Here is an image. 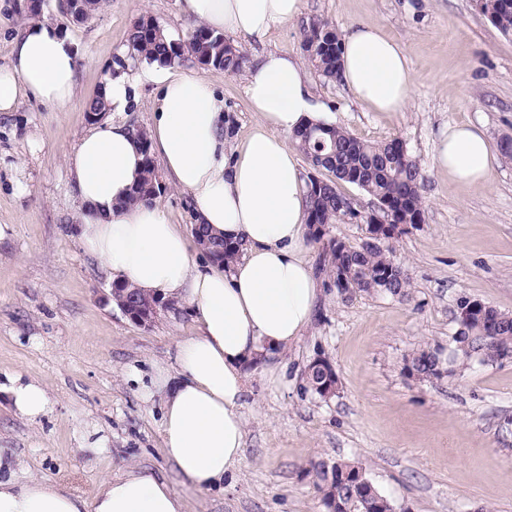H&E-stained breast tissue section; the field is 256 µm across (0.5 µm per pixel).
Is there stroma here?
<instances>
[{
	"label": "stroma",
	"mask_w": 512,
	"mask_h": 512,
	"mask_svg": "<svg viewBox=\"0 0 512 512\" xmlns=\"http://www.w3.org/2000/svg\"><path fill=\"white\" fill-rule=\"evenodd\" d=\"M173 39L193 26L179 0H110L75 24L47 0L45 19L69 37L79 60L78 91L65 111L34 100L0 112V382L20 374L43 386L45 416L19 417L0 392V456L17 479L47 477L84 498L102 479L136 466L156 469L186 512H325L311 463L348 459L406 512H512V360L475 366L444 383L418 382L402 358L447 344L461 298L512 315V162L496 161L488 181L465 187L436 164L448 127L476 124L492 147L512 138V37L475 0H302L300 16L266 43L237 38L248 60L263 49L303 58L301 31L315 17L338 31L372 22L405 51L413 84L400 112H372L340 82L307 77L326 120L355 137L401 139L424 174V221L388 243L411 293L399 300L323 291L303 336L267 361L246 366L244 457L224 484L192 488L163 445L161 398L144 390L176 345L195 334L188 306L147 328L106 304L112 275L77 239L78 200L65 158L91 121L85 104L109 73L140 16ZM29 16L0 0V68ZM136 101L118 120L148 128L156 85L145 63L130 64ZM224 98L232 137L257 120L244 73L198 67ZM317 356L340 389L324 400L303 373Z\"/></svg>",
	"instance_id": "1"
}]
</instances>
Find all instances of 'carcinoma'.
I'll return each instance as SVG.
<instances>
[{"label": "carcinoma", "mask_w": 512, "mask_h": 512, "mask_svg": "<svg viewBox=\"0 0 512 512\" xmlns=\"http://www.w3.org/2000/svg\"><path fill=\"white\" fill-rule=\"evenodd\" d=\"M479 9L504 36H512V0H484ZM163 32L153 17H139L127 34V58L164 66L190 60L228 74L241 71L245 65L242 48L203 25L194 26L184 40L166 37ZM301 46L319 76L328 82L339 80L341 35L331 21L312 20L302 30ZM137 136L145 155L144 175L127 198L132 205L151 203L162 191L147 132L139 129ZM292 140L313 169L334 175L332 179L311 178L306 182L308 227L319 225L327 231L336 220L347 217L365 224L367 234L381 236V245L372 247L310 235L311 240L323 244L328 286L336 290V297L342 301L358 294L407 297L409 279L400 263L382 246L424 219V176L404 142L394 138L369 143L326 121L297 130ZM344 182L370 197L369 211L358 210L352 199L340 191ZM193 235L199 249L215 263L227 267L239 253V245L214 235L204 224L198 225ZM508 356L512 358V319L487 303L463 299L458 304L457 330L448 347L425 345L413 350L404 356L402 371L407 376L413 372L420 375L421 382L452 381L470 367L493 366ZM305 382L306 389L321 399L339 389L335 369L321 356L306 366ZM310 473L326 512H402L380 491L366 469L355 462H320L311 466Z\"/></svg>", "instance_id": "cac0c4a2"}]
</instances>
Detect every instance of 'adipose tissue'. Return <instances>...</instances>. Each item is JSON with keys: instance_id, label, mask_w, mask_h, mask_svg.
<instances>
[{"instance_id": "1", "label": "adipose tissue", "mask_w": 512, "mask_h": 512, "mask_svg": "<svg viewBox=\"0 0 512 512\" xmlns=\"http://www.w3.org/2000/svg\"><path fill=\"white\" fill-rule=\"evenodd\" d=\"M302 0H183V13L208 28L258 41L297 19ZM341 81L373 112L402 111L412 73L398 44L373 24L342 37ZM78 61L55 23L32 20L15 40L12 66L0 71V112L24 99L65 110L76 93ZM161 95L148 145L114 120L135 100L126 73L107 76L110 113L66 158L78 200L79 242L113 278L143 293L177 299L197 314V332L176 347L175 369L157 368L151 384L165 395L161 435L169 458L199 491L221 484L243 459L241 400L247 364L287 348L309 327L320 293L305 257L309 235L298 160L285 137L322 114L300 61L279 50L260 56L245 92L258 119L248 135L224 132V99L194 71L155 66ZM168 182L192 198L198 223L241 244L230 269L191 257L187 240L160 203L127 205L143 175L145 153ZM495 158L482 128H448L438 168L454 181L487 182ZM14 411L35 420L49 396L13 375ZM0 459V512H185L183 500L154 470L137 467L102 480L84 498L44 477L16 479Z\"/></svg>"}]
</instances>
